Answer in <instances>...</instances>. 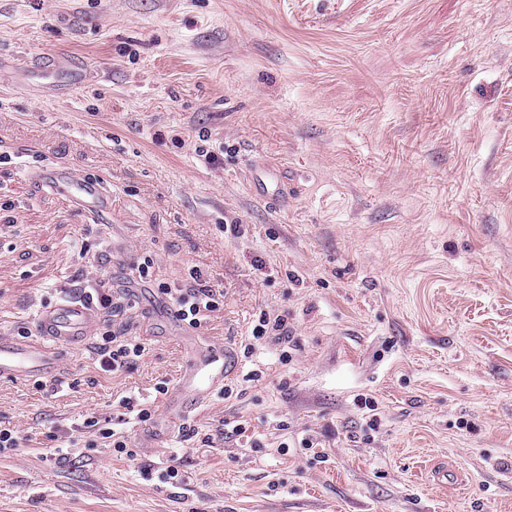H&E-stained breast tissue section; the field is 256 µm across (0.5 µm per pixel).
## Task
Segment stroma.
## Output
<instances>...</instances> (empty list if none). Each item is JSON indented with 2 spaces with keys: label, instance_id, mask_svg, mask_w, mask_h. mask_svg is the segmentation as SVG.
<instances>
[{
  "label": "stroma",
  "instance_id": "obj_1",
  "mask_svg": "<svg viewBox=\"0 0 512 512\" xmlns=\"http://www.w3.org/2000/svg\"><path fill=\"white\" fill-rule=\"evenodd\" d=\"M195 272L224 308L194 329L158 287ZM91 278L146 350L0 379L31 438L0 452V512H512V0H0V336ZM264 310L287 336L252 338ZM191 335L240 371L150 441ZM45 180L62 192H72L75 201L81 207L89 210H99L101 208L103 195L98 185L85 181H77L67 171H52L47 173ZM101 419L96 416H88L84 419L82 425L85 432H92L99 440L104 448H113L117 456L122 454L129 455L126 450L128 448V438L122 432H117L111 427H107L108 423H101Z\"/></svg>",
  "mask_w": 512,
  "mask_h": 512
}]
</instances>
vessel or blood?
I'll return each mask as SVG.
<instances>
[{
  "instance_id": "1",
  "label": "vessel or blood",
  "mask_w": 512,
  "mask_h": 512,
  "mask_svg": "<svg viewBox=\"0 0 512 512\" xmlns=\"http://www.w3.org/2000/svg\"><path fill=\"white\" fill-rule=\"evenodd\" d=\"M47 182L60 191L72 192L76 202L89 210L100 209L103 195L96 184L76 180L69 172L53 171ZM95 318L94 309L79 300L66 298L41 310L34 337L13 341L0 337V378L28 380L54 374L56 351L86 338ZM188 363L182 372L177 394L167 403L169 420L186 413L187 407L206 404L225 379L236 375L239 359L229 346H206L195 337L185 339Z\"/></svg>"
}]
</instances>
